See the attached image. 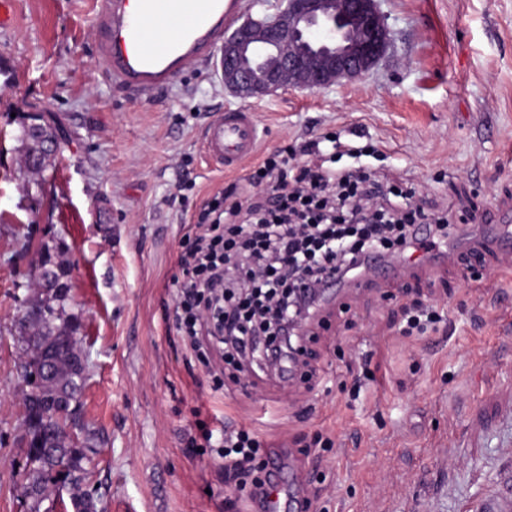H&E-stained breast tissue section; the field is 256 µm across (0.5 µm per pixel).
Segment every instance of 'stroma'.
<instances>
[{
	"label": "stroma",
	"instance_id": "1",
	"mask_svg": "<svg viewBox=\"0 0 512 512\" xmlns=\"http://www.w3.org/2000/svg\"><path fill=\"white\" fill-rule=\"evenodd\" d=\"M390 45L369 73L322 90L252 100L263 140L227 173L201 151L205 124L237 105L210 69L135 98L116 89L96 50V0H13L0 31V512H32L25 473V342L17 331L44 252L61 264L83 353L78 426L96 512H246L217 466L188 448L197 419L257 431L303 475L302 500L326 512H468L512 485V258L485 227L512 212V0H380ZM59 129L55 164L27 171L20 126ZM338 138L375 149L369 165L414 188L425 213L445 208L460 250L481 266L419 265L323 305L312 391L278 374L214 389L169 328L181 241L204 201L262 157ZM443 321L405 337V289ZM371 359L360 393L340 355ZM334 447L301 448L297 435ZM44 500L41 512H49Z\"/></svg>",
	"mask_w": 512,
	"mask_h": 512
}]
</instances>
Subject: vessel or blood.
I'll use <instances>...</instances> for the list:
<instances>
[{
	"instance_id": "obj_1",
	"label": "vessel or blood",
	"mask_w": 512,
	"mask_h": 512,
	"mask_svg": "<svg viewBox=\"0 0 512 512\" xmlns=\"http://www.w3.org/2000/svg\"><path fill=\"white\" fill-rule=\"evenodd\" d=\"M97 51L113 86L135 97L155 95L192 65H214L224 38L243 8L242 0H97ZM165 21L162 39L149 40L150 22ZM259 126L250 107L229 108L202 133L213 165L234 171L257 153ZM280 459L270 462L263 501L253 512H300L301 501L282 477Z\"/></svg>"
}]
</instances>
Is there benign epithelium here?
<instances>
[{
    "mask_svg": "<svg viewBox=\"0 0 512 512\" xmlns=\"http://www.w3.org/2000/svg\"><path fill=\"white\" fill-rule=\"evenodd\" d=\"M388 46L376 0H274L271 14L246 20L225 37L219 71L224 89L239 99L288 88L324 89L368 73ZM62 369L48 358L24 372L33 398L53 396L62 406L55 417L73 415L71 404L51 387Z\"/></svg>",
    "mask_w": 512,
    "mask_h": 512,
    "instance_id": "obj_1",
    "label": "benign epithelium"
}]
</instances>
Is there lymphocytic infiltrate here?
I'll return each mask as SVG.
<instances>
[{"instance_id":"f902f5d3","label":"lymphocytic infiltrate","mask_w":512,"mask_h":512,"mask_svg":"<svg viewBox=\"0 0 512 512\" xmlns=\"http://www.w3.org/2000/svg\"><path fill=\"white\" fill-rule=\"evenodd\" d=\"M302 153L301 166L265 157L247 185L206 202L177 257L183 279L174 328L192 358H216L236 380L259 350L269 352L271 368L282 343L293 356L306 355L294 325L316 307L281 303L280 292L320 295L329 282L360 277L368 261L438 250L453 230L448 212L425 217L411 194L383 188L365 167L326 165L315 143ZM196 427L225 483L258 499L270 463L265 440L232 426L216 432L203 420Z\"/></svg>"}]
</instances>
